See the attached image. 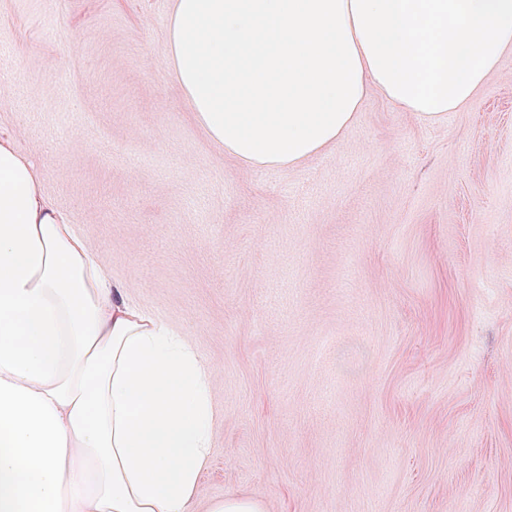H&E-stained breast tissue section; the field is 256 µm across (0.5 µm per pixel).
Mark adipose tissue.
Wrapping results in <instances>:
<instances>
[{
	"mask_svg": "<svg viewBox=\"0 0 512 512\" xmlns=\"http://www.w3.org/2000/svg\"><path fill=\"white\" fill-rule=\"evenodd\" d=\"M166 36L209 140L285 169L369 94L430 124L464 107L512 49V0H175ZM214 386L0 136V512H195Z\"/></svg>",
	"mask_w": 512,
	"mask_h": 512,
	"instance_id": "1",
	"label": "adipose tissue"
}]
</instances>
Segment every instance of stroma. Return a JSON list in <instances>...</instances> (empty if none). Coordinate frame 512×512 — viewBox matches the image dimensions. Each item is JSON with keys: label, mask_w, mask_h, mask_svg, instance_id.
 <instances>
[{"label": "stroma", "mask_w": 512, "mask_h": 512, "mask_svg": "<svg viewBox=\"0 0 512 512\" xmlns=\"http://www.w3.org/2000/svg\"><path fill=\"white\" fill-rule=\"evenodd\" d=\"M173 0H0V133L217 383L198 505L512 512V50L425 124L369 95L289 170L213 145ZM202 512H267L263 502L245 495H233L211 501Z\"/></svg>", "instance_id": "1"}]
</instances>
